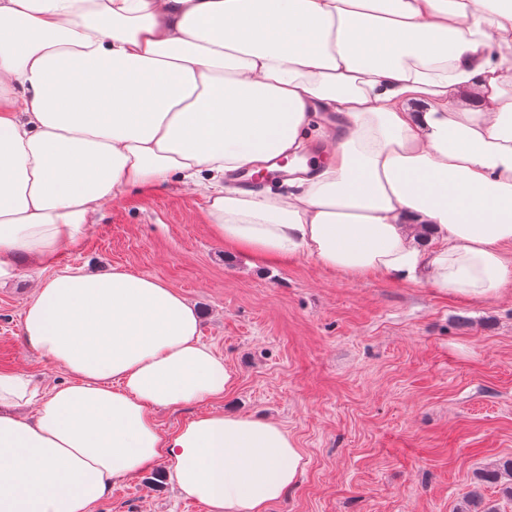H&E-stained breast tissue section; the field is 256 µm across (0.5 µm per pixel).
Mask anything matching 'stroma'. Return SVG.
Masks as SVG:
<instances>
[{
  "instance_id": "35a3bbf8",
  "label": "stroma",
  "mask_w": 512,
  "mask_h": 512,
  "mask_svg": "<svg viewBox=\"0 0 512 512\" xmlns=\"http://www.w3.org/2000/svg\"><path fill=\"white\" fill-rule=\"evenodd\" d=\"M119 268L157 278L201 315L200 340L236 376L227 411L288 430L304 455L269 512H512V288L494 299L357 278L299 255L258 262L226 247L204 198L130 189L107 202L51 271ZM47 270L21 264L0 286V370L52 386L67 374L23 336ZM167 461L122 479L96 512H196L163 478Z\"/></svg>"
}]
</instances>
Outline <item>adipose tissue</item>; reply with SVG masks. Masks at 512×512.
<instances>
[{
  "label": "adipose tissue",
  "instance_id": "adipose-tissue-1",
  "mask_svg": "<svg viewBox=\"0 0 512 512\" xmlns=\"http://www.w3.org/2000/svg\"><path fill=\"white\" fill-rule=\"evenodd\" d=\"M314 138V174L283 192L221 183ZM173 182L256 260L500 296L512 0H0V282L77 245L122 192ZM23 329L69 379L0 372V512H94L162 458L208 512H268L295 484L304 456L273 420L214 409L159 430L155 411L235 381L163 282L66 270Z\"/></svg>",
  "mask_w": 512,
  "mask_h": 512
}]
</instances>
